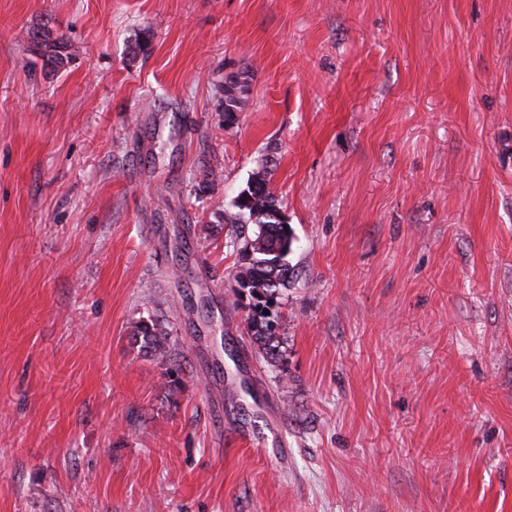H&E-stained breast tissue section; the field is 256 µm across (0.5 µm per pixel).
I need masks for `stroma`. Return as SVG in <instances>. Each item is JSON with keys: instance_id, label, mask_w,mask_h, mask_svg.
<instances>
[{"instance_id": "stroma-1", "label": "stroma", "mask_w": 512, "mask_h": 512, "mask_svg": "<svg viewBox=\"0 0 512 512\" xmlns=\"http://www.w3.org/2000/svg\"><path fill=\"white\" fill-rule=\"evenodd\" d=\"M0 512H512V0H0ZM31 39H40L42 50L39 51V56L43 60L45 66L51 68H61L68 64L75 52L72 48V43L68 38L58 33L49 26V22L33 28ZM253 178H258V180ZM249 180L246 187L238 192L234 200L235 211L224 213V224L228 229V242L232 243L230 245L232 248L238 247L242 260L245 262L235 276L239 277L243 273L249 274L255 289L271 295H278L277 301L279 299L280 305H282L283 291L288 290L294 282L295 276L294 267L288 260V255L292 252V229L290 224H275V221L268 219L271 210L281 209V204L269 188L267 172L259 171ZM251 182L255 184L254 189L250 186ZM245 189H249L251 197L249 202L242 203L238 197ZM245 224H252L251 235L246 236L244 232H239ZM285 226H288V229H285ZM286 242H288V250L284 252ZM249 244L252 257L242 250ZM279 295H281L280 298ZM250 319L251 316L248 314L246 330L256 353L261 355L263 360L273 370L282 372L279 365L281 357L283 356L281 346L284 344L281 333L280 335L279 333L275 335L266 330L265 323L263 321H259L256 318ZM132 336L136 342L141 343V347L153 355L162 358L166 357L171 349V337L167 330L160 323L150 321H138L132 330Z\"/></svg>"}]
</instances>
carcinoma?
<instances>
[{
  "instance_id": "obj_1",
  "label": "carcinoma",
  "mask_w": 512,
  "mask_h": 512,
  "mask_svg": "<svg viewBox=\"0 0 512 512\" xmlns=\"http://www.w3.org/2000/svg\"><path fill=\"white\" fill-rule=\"evenodd\" d=\"M31 39L41 40L42 50L39 56L44 64L54 69L68 64L73 58L72 43L68 38L44 23L33 29ZM245 86L224 88V116L229 117L238 110L240 96ZM255 187L250 190L251 197L246 203L234 200V211L224 213V224L228 229V242L241 250L244 266L237 275L247 273L257 290L271 295H281L294 282L295 270L290 265L285 244H293L292 229L282 223L268 219L271 210L281 208L276 195L269 188L267 172L262 170L254 174ZM253 226L249 235L242 232L245 225ZM247 335L256 353L274 370L280 369L284 344L281 335L266 330L265 323L255 318L246 322ZM132 336L148 352L166 357L171 349V337L163 326L154 321H138L132 330Z\"/></svg>"
}]
</instances>
